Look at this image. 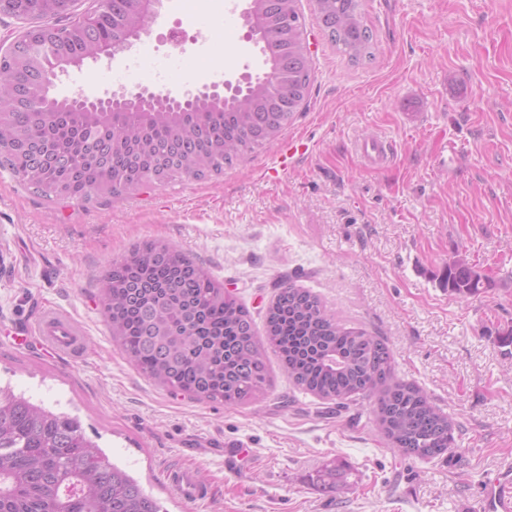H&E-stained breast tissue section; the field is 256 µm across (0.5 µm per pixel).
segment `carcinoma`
<instances>
[{
    "mask_svg": "<svg viewBox=\"0 0 512 512\" xmlns=\"http://www.w3.org/2000/svg\"><path fill=\"white\" fill-rule=\"evenodd\" d=\"M298 0H263L253 34L275 32L262 46L265 81L223 104L199 99L180 112L158 102L148 111L96 116L67 100L42 118L30 108L42 86L37 69L0 60V100L23 98L0 112V138L24 133L30 147L70 163L55 167L0 164L42 194L59 199L122 201L159 168L166 182L217 176L276 140L307 106L313 80L304 52ZM57 0H16L6 13L31 20L60 19ZM330 41L349 60L372 56V32L362 0H317ZM146 23L140 0H111L91 29L61 28L50 58L81 63L97 47L116 46ZM102 152H86L87 144ZM469 264L448 263L442 287L456 297L479 291ZM99 301L112 337L155 383L197 401L256 402L268 385V352L296 385L344 406L359 396L373 402L379 429L406 455L432 459L454 444L452 420L416 384L395 379L384 338L348 328L321 299L292 285L269 305L264 334L249 310L202 266L164 240H152L112 263L101 277ZM0 512H163L141 484L87 439L79 419L0 387Z\"/></svg>",
    "mask_w": 512,
    "mask_h": 512,
    "instance_id": "carcinoma-1",
    "label": "carcinoma"
}]
</instances>
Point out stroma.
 <instances>
[{
    "mask_svg": "<svg viewBox=\"0 0 512 512\" xmlns=\"http://www.w3.org/2000/svg\"><path fill=\"white\" fill-rule=\"evenodd\" d=\"M247 0H162L147 33L112 60L70 67L57 96L130 87L156 60H208L222 79L260 74L261 47L224 10ZM310 48L308 107L287 136L309 153L278 167L277 146L224 173L150 185L119 203L56 200L0 167V382L78 416L86 437L166 512H482L486 477L512 467V0H362L372 57L351 63L314 0H299ZM380 140L392 154L366 159ZM163 239L263 326L279 288L316 294L346 326L384 337L397 379L453 420L429 460L391 447L372 407H336L271 360L257 403L199 402L145 377L113 341L99 279L135 245ZM462 259L483 277L457 298L440 284ZM54 306L84 330L61 359L14 326ZM250 448L227 466L224 447ZM172 465L208 481L204 506L165 483ZM337 468L335 484L321 481Z\"/></svg>",
    "mask_w": 512,
    "mask_h": 512,
    "instance_id": "stroma-1",
    "label": "stroma"
}]
</instances>
